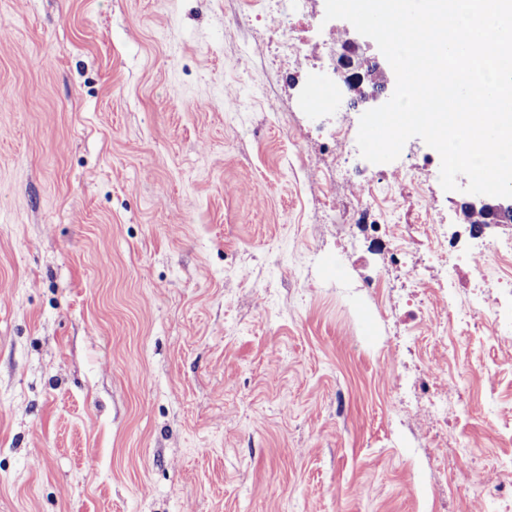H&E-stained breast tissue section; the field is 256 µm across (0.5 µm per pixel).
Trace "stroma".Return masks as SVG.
<instances>
[{"mask_svg": "<svg viewBox=\"0 0 512 512\" xmlns=\"http://www.w3.org/2000/svg\"><path fill=\"white\" fill-rule=\"evenodd\" d=\"M299 55L272 65L266 0H0V512H494L512 456V336L448 315L426 242L375 224L433 213L489 281L466 180L391 182L329 147L394 92L374 40L308 0ZM331 98L313 107L317 88ZM425 285L412 292L409 274ZM376 289H369V282ZM457 373L449 447L391 370ZM357 44L355 41H347L343 52L337 56L336 67L334 73L339 75L345 85H347L350 91L357 92L362 101L367 102L372 99H376L377 95L375 90L366 92L361 88L363 83V77L355 71L356 66L354 62L355 49ZM375 183L370 184L365 194L360 193L355 196V199L349 202L352 209H369L372 201L376 198V193L381 192L384 185L389 184V178L386 173H381L373 177Z\"/></svg>", "mask_w": 512, "mask_h": 512, "instance_id": "1", "label": "stroma"}]
</instances>
